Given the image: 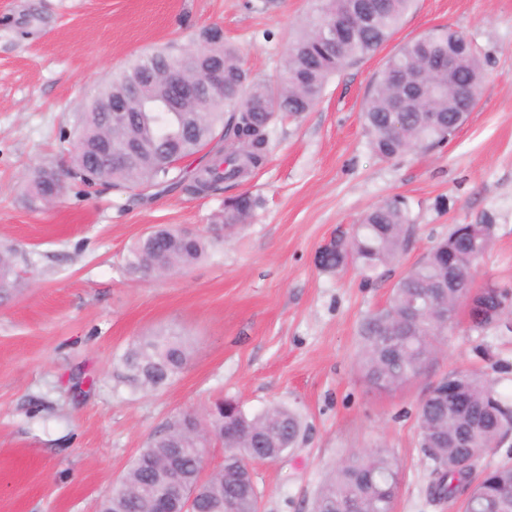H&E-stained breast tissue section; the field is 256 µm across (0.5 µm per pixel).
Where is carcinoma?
<instances>
[{"label": "carcinoma", "mask_w": 512, "mask_h": 512, "mask_svg": "<svg viewBox=\"0 0 512 512\" xmlns=\"http://www.w3.org/2000/svg\"><path fill=\"white\" fill-rule=\"evenodd\" d=\"M359 0H318L315 13L290 39L279 79L270 84L245 67L240 47L227 43L211 28L202 36V57L224 63V102L189 100L185 111L173 115L161 110L128 112L117 117L104 110L105 100L121 92L129 80L146 68L172 60L175 55L156 52L132 61L112 74V84L102 87L84 111L76 116L78 146L76 171L86 184L109 182L117 189L136 190L171 186L189 181L194 193L221 190L265 160L270 149L269 127L288 117L300 119L319 101L328 80L345 68L374 55L394 35L414 0H372L375 9L364 27L343 33L338 23ZM336 39L340 50L328 47ZM434 65L436 89L420 105L394 119L393 103L405 93L412 66ZM487 58L480 55L466 35L450 26L434 27L401 45L389 55L362 105V118L372 152L392 159L410 152H424L445 143L457 128L456 114L467 101L478 97L486 77ZM222 130L219 154L193 171L176 172L171 155L189 159L200 153L217 130ZM118 152L130 143L142 145L139 157L122 168L105 159L87 157L102 142ZM45 170L29 178L27 203L44 199L50 187ZM257 200L247 193L228 198L215 224H247ZM410 206L401 196L383 200L353 225L351 235L320 251L318 264L337 270L355 264L368 277L398 260L411 232ZM494 221L457 224L394 284L386 307L367 316L360 327L358 363L365 381L377 391H394L420 377L438 344L448 334L437 317L427 313L433 299L461 295L448 287L450 264L461 275L472 277L494 238ZM208 242L184 232L158 226L130 248L125 267L133 276L173 271L202 259ZM16 250L0 248V296L19 287L15 274ZM512 292L488 284L482 289L484 315H469L475 329L494 324L489 312L500 308ZM189 359L184 342L176 336H154L139 343L123 358L124 379L135 389L154 390L182 372ZM233 431L215 432L226 448H251L259 457H276L304 439L301 416L278 405L250 415L233 400ZM421 448L430 462L431 499L455 500L469 486L460 507L465 512H512V463L505 461L480 477L464 483L463 467L477 468L492 445L512 435V400L502 397L481 372L451 371L429 387L417 411ZM167 444L154 439L130 465L112 492L101 502V512H153L154 488L166 467ZM185 481L194 485L200 470L196 452L182 460ZM399 461L382 448L356 449L338 464L320 487L312 512H394L400 483ZM258 491L243 455L227 453L224 466L203 484L194 499L193 512H258Z\"/></svg>", "instance_id": "1"}]
</instances>
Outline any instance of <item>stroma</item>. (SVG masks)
<instances>
[{"label": "stroma", "mask_w": 512, "mask_h": 512, "mask_svg": "<svg viewBox=\"0 0 512 512\" xmlns=\"http://www.w3.org/2000/svg\"><path fill=\"white\" fill-rule=\"evenodd\" d=\"M312 0H0V245L19 251V290L0 300V512H99L147 442L177 414L232 398L305 419L304 441L256 467L259 512H312L319 487L354 449L402 463L395 512H457L427 495L416 413L429 384L480 369L512 398V334L470 328L458 308L426 373L370 389L356 360L360 324L386 306L398 278L454 225L491 216L495 234L474 274L512 290V0H415L374 56L332 77L296 123L276 125L267 161L212 195L182 188L86 187L69 176L74 114L130 60L222 28L253 75L276 80L288 33ZM437 25L464 32L488 57L487 82L465 124L426 154L371 151L361 105L386 58ZM64 173L52 205L29 207L34 170ZM259 205L249 224L214 238L226 198ZM405 197L408 249L383 278L354 265L322 269L321 248L379 201ZM208 239L207 255L165 276L130 277L124 259L149 229ZM180 336L190 358L156 391L121 379L143 338Z\"/></svg>", "instance_id": "obj_1"}]
</instances>
